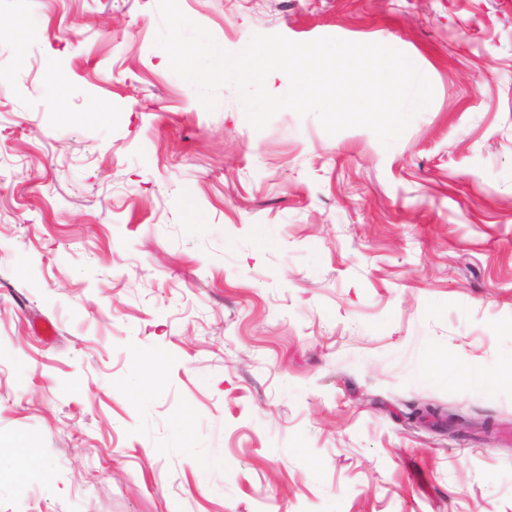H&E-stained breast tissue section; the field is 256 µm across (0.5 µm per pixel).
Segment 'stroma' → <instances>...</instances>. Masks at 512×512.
Returning a JSON list of instances; mask_svg holds the SVG:
<instances>
[{"mask_svg":"<svg viewBox=\"0 0 512 512\" xmlns=\"http://www.w3.org/2000/svg\"><path fill=\"white\" fill-rule=\"evenodd\" d=\"M179 4L230 52L393 46L433 100L388 147L258 131L157 0H0V512H512V0ZM420 418H438L441 422L440 428H444L447 430H451L453 432H456L457 426L462 429H468L465 433H472L475 431L482 432L487 438L491 436L493 433V426L490 422L481 420L480 422L477 421H469V422H460L461 419L450 416L446 417L445 419H442L439 417L438 412H434L432 409L428 408H420L417 412Z\"/></svg>","mask_w":512,"mask_h":512,"instance_id":"obj_1","label":"stroma"}]
</instances>
